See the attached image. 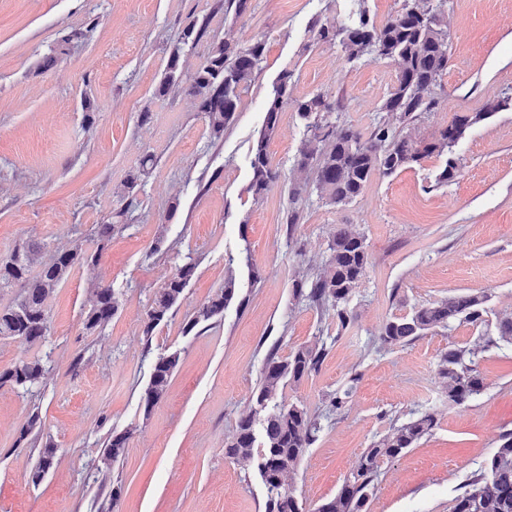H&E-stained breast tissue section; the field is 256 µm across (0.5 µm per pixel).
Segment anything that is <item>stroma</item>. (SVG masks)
<instances>
[{
  "label": "stroma",
  "mask_w": 512,
  "mask_h": 512,
  "mask_svg": "<svg viewBox=\"0 0 512 512\" xmlns=\"http://www.w3.org/2000/svg\"><path fill=\"white\" fill-rule=\"evenodd\" d=\"M349 0H252L241 18L224 0H0V261L27 240L38 263L56 251H101L99 264L72 270L47 301L50 331L30 347L0 338V370L41 358L46 373L31 393L0 388V512H265L260 476L224 455L269 355L325 347L319 368L286 383L280 398L320 424L315 443L287 479L308 508L336 494L370 444L430 412L436 425L405 455L381 461L367 512H451L482 462L512 432V345L477 361L486 389L448 403L437 374L450 347L478 332L449 329L389 346L390 319L440 299L488 296V320L512 317V0H448L451 63L436 87L437 111L408 128L429 139L458 114L507 100L469 129L451 155H431L390 177L373 176L345 206L288 190L311 181L294 163L305 126L280 114L268 144L280 182L251 189V147L282 70L292 95L342 99L341 121L370 131L396 65L347 60L340 46L314 43V19H341ZM203 36L184 56L194 68L212 40H264L263 69L243 93L234 122L211 142L207 121L181 88L157 96L169 54L188 22ZM80 38H71V31ZM57 64L43 68L45 57ZM148 122H140L142 111ZM92 124H85V114ZM154 166L132 199L122 183L139 157ZM460 169L445 185L447 159ZM299 212L287 223L289 207ZM115 222L109 239L98 224ZM340 224L368 244L369 265L341 325L336 309L295 296L293 285L323 272ZM196 270L167 322L152 337L142 318L176 268ZM234 277L239 297L222 317L186 331L195 310ZM104 283L123 302L104 326L87 329L91 291ZM180 351L167 396L145 407L152 364ZM344 395L339 410L330 399ZM36 427L21 437L31 415ZM130 432L124 455L105 454L112 434ZM53 444L58 462L39 485L29 473Z\"/></svg>",
  "instance_id": "1"
}]
</instances>
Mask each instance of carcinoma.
Wrapping results in <instances>:
<instances>
[{
	"instance_id": "1",
	"label": "carcinoma",
	"mask_w": 512,
	"mask_h": 512,
	"mask_svg": "<svg viewBox=\"0 0 512 512\" xmlns=\"http://www.w3.org/2000/svg\"><path fill=\"white\" fill-rule=\"evenodd\" d=\"M362 2L357 0V8L341 24L314 20L311 23L313 40L322 44L339 43L350 61L364 56L394 61L397 65L395 79L378 111L394 115L398 124L379 121L367 135L352 124H336L330 117L340 111V100L322 92L301 100L293 98V74L284 70L267 104L263 129L251 148V189L255 195L264 194L279 179L270 164L267 147L278 128L280 113L287 107L294 108L306 128L296 150V164L299 169L314 174L312 183L291 188V203L314 193L325 204L343 206L362 193L373 175L389 177L420 164L432 154L449 151L465 138L473 125L508 106L507 102L498 101L487 104L482 112L456 115L430 140L403 134V129L421 114L434 112L440 106L435 88L450 64L448 25L444 21L447 0H403L401 8L380 24L362 7ZM201 38L202 32L196 28V23L184 26L178 44L169 54L158 94L166 93L175 85L185 86L207 118L210 139L216 141L224 137V130L235 118L242 93L262 70L265 43L260 40L250 43L228 39L214 41L196 67L189 71L183 65L184 48L195 47ZM152 167V155H143L126 175L125 191L132 193ZM36 249L37 246L26 244L16 248L7 261L0 262V288L14 284L23 288V294L14 304L0 308V337L28 346H36L46 338L49 324L46 301L70 271L95 266L101 260L99 252L59 250L33 275L31 268ZM329 251L323 274L311 281L297 282L296 293L313 303H332L344 326L352 319L348 302L367 271L368 249L363 235L346 224H338ZM194 272L195 265H183L155 293L142 319L145 337H151L168 318ZM121 296L122 293L110 284L97 288L87 315V328L108 323L121 305ZM236 297V281L230 276L224 280L221 292L196 310L186 324V331L222 315ZM487 314L486 295H453L423 305L409 316L387 321L380 330V339L388 345L404 344L446 329L456 321L480 329L486 325ZM496 330L497 337H485L482 345L450 348L441 356L438 375L446 383L448 404L462 406L484 392V380L473 367V358L500 341L512 343V317L499 320ZM324 355L323 348L300 347L285 359L268 357L261 369L260 385L253 395L255 404L266 414L259 420L257 411L252 409L241 416L233 437L225 445L226 457L245 470H257L267 488L266 512H304L302 502L295 490L285 483V478L297 468L315 441L319 427L304 408L294 403H277L275 399L286 383L298 382L316 370ZM179 362L177 350L156 359L143 394L145 408L167 395ZM45 372L41 359H22L0 370V388L9 385L29 391L42 383ZM258 424L261 425L259 437L255 432ZM435 424L434 415L425 412L373 442L364 451L356 472L344 481L334 496L324 500L316 512H366L374 492L372 476L379 461L403 456L431 432ZM128 439L126 433L112 435L106 445L108 457L115 461L123 456ZM56 462L57 448L51 444L42 448L30 472V481L38 484L39 472ZM452 512H512V433L501 437L499 446L454 499Z\"/></svg>"
}]
</instances>
